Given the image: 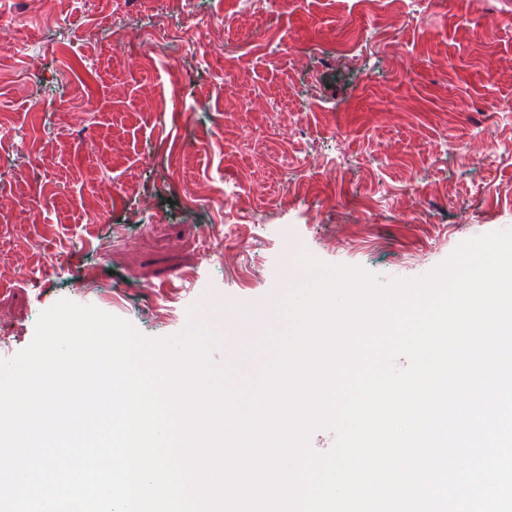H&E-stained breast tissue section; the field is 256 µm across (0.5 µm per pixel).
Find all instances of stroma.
Listing matches in <instances>:
<instances>
[{
  "mask_svg": "<svg viewBox=\"0 0 512 512\" xmlns=\"http://www.w3.org/2000/svg\"><path fill=\"white\" fill-rule=\"evenodd\" d=\"M507 229L512 0H0V360L92 275L164 338Z\"/></svg>",
  "mask_w": 512,
  "mask_h": 512,
  "instance_id": "obj_1",
  "label": "stroma"
}]
</instances>
